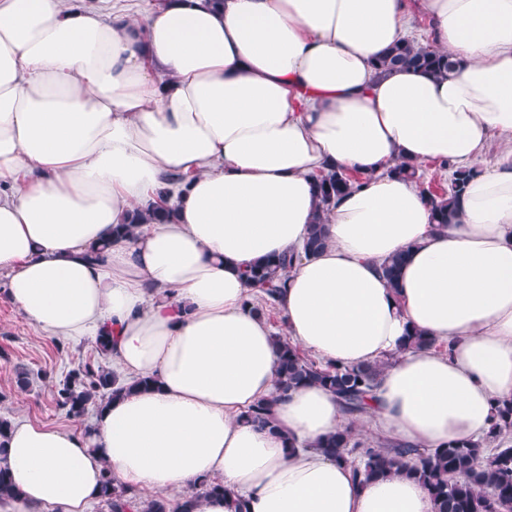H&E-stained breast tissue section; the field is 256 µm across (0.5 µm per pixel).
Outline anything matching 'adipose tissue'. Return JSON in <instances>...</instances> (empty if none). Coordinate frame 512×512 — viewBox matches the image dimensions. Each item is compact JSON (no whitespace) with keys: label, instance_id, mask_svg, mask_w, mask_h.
<instances>
[{"label":"adipose tissue","instance_id":"1","mask_svg":"<svg viewBox=\"0 0 512 512\" xmlns=\"http://www.w3.org/2000/svg\"><path fill=\"white\" fill-rule=\"evenodd\" d=\"M455 66L375 62L411 8ZM452 224L394 172L482 160ZM361 184L318 205L313 176ZM175 218L113 235L155 201ZM279 299L288 335L321 361L382 358L368 410L436 449L490 429L512 398V0H162L147 21L84 0H0V272L6 295L62 338L110 331L111 356L146 390L99 411L93 435L14 424L0 446L15 495L0 512H86L102 474L162 493L219 479L198 512H433L413 476L361 483L318 441L353 431L336 397L305 385L277 402L272 433L240 415L275 389L269 325L243 271L300 249ZM402 255L397 287L380 264ZM448 344L403 350L412 330ZM295 439L296 449L286 447Z\"/></svg>","mask_w":512,"mask_h":512}]
</instances>
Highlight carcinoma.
I'll return each mask as SVG.
<instances>
[{"label":"carcinoma","mask_w":512,"mask_h":512,"mask_svg":"<svg viewBox=\"0 0 512 512\" xmlns=\"http://www.w3.org/2000/svg\"><path fill=\"white\" fill-rule=\"evenodd\" d=\"M381 74L397 69H417L433 74H446L452 67L448 54L433 47L405 40L394 45L378 64ZM451 171L448 190L438 194L423 190L436 214V223L446 224L453 217L455 203L468 181L479 173L474 166L443 164ZM317 197L322 210H327L336 198L359 183V177L348 171L330 169L315 176ZM168 190L156 191L157 202L152 205V219L163 223L173 215L165 205ZM325 225L318 221L311 229L303 247L306 256L326 246ZM300 260L295 252L263 259L244 271L251 287L250 301L259 315L275 308L286 288L288 271ZM402 257L393 256L380 265V273L391 287L397 286ZM278 357L276 396L263 399L245 411L240 419L259 429L278 431L272 408L279 397L304 385H318L332 394L352 415L367 412L368 400L388 361L356 366L323 365L302 358L287 339L275 336ZM151 379L128 384L102 362H86L68 372L55 385L53 398L57 407L67 415L80 418L89 408H101L105 400L134 387L144 389ZM512 399L495 408L494 421L486 441L495 444L488 450L481 441L450 442L444 448L425 450L398 443L390 448H374L354 440L351 431H338L323 440L318 448L334 459H347L350 449L359 451L360 463L353 465V477L360 482L390 473L415 476L426 488L434 512H512ZM224 494V485L213 479L199 481L176 507L163 498L146 503L139 501L132 487L112 485L110 477L102 480L101 498L109 512H197L199 504L210 496Z\"/></svg>","instance_id":"carcinoma-1"}]
</instances>
